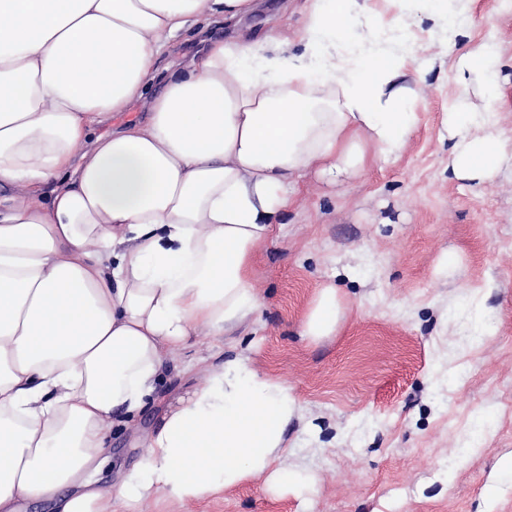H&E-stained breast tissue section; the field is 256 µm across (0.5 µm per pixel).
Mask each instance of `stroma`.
<instances>
[{"label":"stroma","instance_id":"1","mask_svg":"<svg viewBox=\"0 0 512 512\" xmlns=\"http://www.w3.org/2000/svg\"><path fill=\"white\" fill-rule=\"evenodd\" d=\"M473 17L469 38L435 46L400 157L350 183L303 187L255 261L259 324L225 341L195 337L169 361L155 401L113 429L100 487L142 459V434L197 384L195 363L244 351L305 410L288 431V459L307 461L315 483L275 496L254 480L190 505L147 501L141 512H512V475L498 471L512 453V170L481 187L449 178L442 127L457 90L450 60L492 29L505 50L499 125L512 138V0H475ZM303 21L304 0H256L251 15L211 29L231 37L281 23L294 33ZM451 256L456 264L437 275ZM327 282L346 317L313 343L301 323ZM473 288L484 295L483 331L454 335L440 311ZM472 445L478 454H467Z\"/></svg>","mask_w":512,"mask_h":512}]
</instances>
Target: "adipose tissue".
<instances>
[{"mask_svg": "<svg viewBox=\"0 0 512 512\" xmlns=\"http://www.w3.org/2000/svg\"><path fill=\"white\" fill-rule=\"evenodd\" d=\"M470 3L309 0L296 39H207L148 98L177 33L248 16L256 0H0V512L23 500L136 512L311 480L281 463L301 405L243 354L204 367L167 407L118 495L95 476L109 428L152 402L170 355L258 323L254 259L298 187L402 152L423 93L416 30L431 19L456 46ZM502 67L491 34L453 66L442 125L457 180L483 186L512 166L488 107ZM140 99L145 120L90 139ZM345 311L322 285L303 336L335 335Z\"/></svg>", "mask_w": 512, "mask_h": 512, "instance_id": "ef3b65f1", "label": "adipose tissue"}]
</instances>
